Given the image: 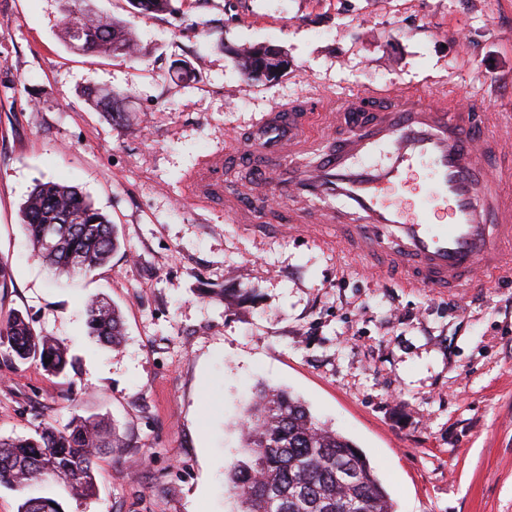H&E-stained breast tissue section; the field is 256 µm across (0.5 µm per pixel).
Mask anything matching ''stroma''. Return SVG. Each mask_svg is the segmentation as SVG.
Segmentation results:
<instances>
[{
    "label": "stroma",
    "mask_w": 512,
    "mask_h": 512,
    "mask_svg": "<svg viewBox=\"0 0 512 512\" xmlns=\"http://www.w3.org/2000/svg\"><path fill=\"white\" fill-rule=\"evenodd\" d=\"M93 3L137 58L71 49L63 0H0V320L23 313L69 360L54 377L0 357V437L75 413L117 425L96 495L55 489L64 512H237L225 477L263 383L352 441L396 512H512V278L465 296L408 288L306 233L246 230L188 183L275 104L365 85L481 91V129L512 126V0ZM269 45L287 69L246 76L240 51ZM100 90L117 111L88 100ZM46 181L115 227L90 275L32 255L20 208ZM95 294L121 312L119 347L86 333Z\"/></svg>",
    "instance_id": "obj_1"
}]
</instances>
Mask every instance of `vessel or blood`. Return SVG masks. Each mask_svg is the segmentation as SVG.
Listing matches in <instances>:
<instances>
[{
    "mask_svg": "<svg viewBox=\"0 0 512 512\" xmlns=\"http://www.w3.org/2000/svg\"><path fill=\"white\" fill-rule=\"evenodd\" d=\"M316 107L335 135L318 140L311 109L280 105L232 142L235 154L259 162L256 175L225 183L222 158L207 160L189 179L193 197L222 204L250 228L269 210L288 235L334 231L349 257L381 260L405 285L440 294H467L487 274L512 271V195L498 179L479 178L505 142L474 126L489 101L434 103L420 92L365 86Z\"/></svg>",
    "mask_w": 512,
    "mask_h": 512,
    "instance_id": "vessel-or-blood-1",
    "label": "vessel or blood"
}]
</instances>
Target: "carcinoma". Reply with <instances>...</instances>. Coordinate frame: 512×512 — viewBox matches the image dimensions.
Returning <instances> with one entry per match:
<instances>
[{
  "instance_id": "cac0c4a2",
  "label": "carcinoma",
  "mask_w": 512,
  "mask_h": 512,
  "mask_svg": "<svg viewBox=\"0 0 512 512\" xmlns=\"http://www.w3.org/2000/svg\"><path fill=\"white\" fill-rule=\"evenodd\" d=\"M170 0H131L146 14L168 10ZM84 0H73L62 25L74 41L73 22L82 26L88 51L124 55L135 40L123 23L111 16L83 12ZM266 69L277 74L284 60L272 46L243 53L244 73ZM21 224L34 255L64 272L90 273L104 265L118 248L114 225L77 188L47 181L37 184L23 203ZM59 231L58 247H46L49 229ZM88 335L103 345L122 339L120 312L103 299L86 306ZM0 353L18 362L37 361L51 373L67 365L66 349L34 334L19 312L0 324ZM51 362H45V359ZM257 400L246 411L249 431L246 459L229 466L227 491L237 512H273L272 495L288 503V512H396L364 454L348 439L321 425L308 407L291 394L271 388L256 390ZM117 437L116 427L103 420L72 417L58 429L47 425L29 437H0V487L20 492L63 483L78 497L95 493L94 451ZM47 495L23 497L18 512H62Z\"/></svg>"
}]
</instances>
